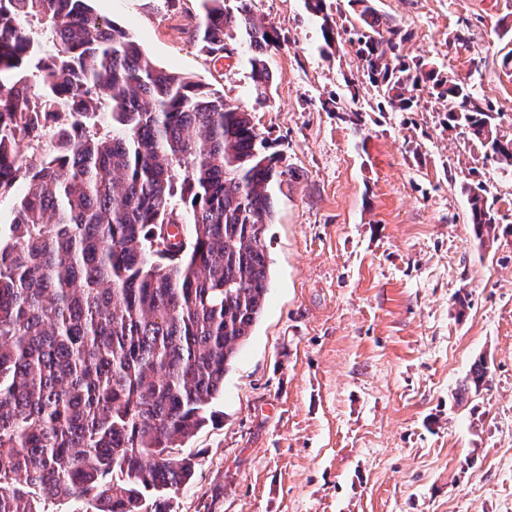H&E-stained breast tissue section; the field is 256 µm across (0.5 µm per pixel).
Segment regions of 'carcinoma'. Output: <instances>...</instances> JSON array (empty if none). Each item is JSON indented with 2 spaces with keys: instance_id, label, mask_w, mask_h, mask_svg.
Listing matches in <instances>:
<instances>
[{
  "instance_id": "obj_1",
  "label": "carcinoma",
  "mask_w": 512,
  "mask_h": 512,
  "mask_svg": "<svg viewBox=\"0 0 512 512\" xmlns=\"http://www.w3.org/2000/svg\"><path fill=\"white\" fill-rule=\"evenodd\" d=\"M251 2L202 0L191 36L224 55L238 31L261 106L280 35ZM348 5L357 23L342 33L325 0H305L324 48L347 34L392 111L446 98L448 127L512 168L491 103L404 54L408 32L374 0ZM289 175L248 110L156 64L91 0H0V195L23 186L0 224V512H170L195 468L186 444L264 313L263 238ZM465 193L489 246L487 189ZM489 383L480 358L456 402Z\"/></svg>"
}]
</instances>
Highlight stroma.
<instances>
[{"mask_svg":"<svg viewBox=\"0 0 512 512\" xmlns=\"http://www.w3.org/2000/svg\"><path fill=\"white\" fill-rule=\"evenodd\" d=\"M171 66L252 112L292 175L265 232V311L189 441L191 480L171 512H512V170L448 128L446 100L381 107L350 44L332 55L304 0H253L278 30L272 96L255 105L240 33L234 59L189 32L200 0H93ZM512 127L500 26L512 0H375ZM468 39L456 41L460 28ZM359 110L351 125L327 112ZM483 181L500 220L480 247L465 184ZM465 297L458 305L457 297ZM488 390L456 403L478 357Z\"/></svg>","mask_w":512,"mask_h":512,"instance_id":"35a3bbf8","label":"stroma"}]
</instances>
